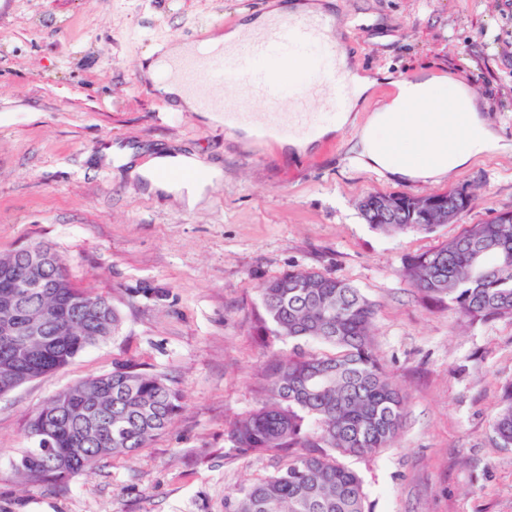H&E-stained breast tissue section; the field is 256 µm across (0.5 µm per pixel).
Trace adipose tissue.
<instances>
[{
  "instance_id": "ef3b65f1",
  "label": "adipose tissue",
  "mask_w": 512,
  "mask_h": 512,
  "mask_svg": "<svg viewBox=\"0 0 512 512\" xmlns=\"http://www.w3.org/2000/svg\"><path fill=\"white\" fill-rule=\"evenodd\" d=\"M331 8L330 0H270L262 15L242 16L235 26L212 36L211 41L232 47L260 32L271 19L326 16ZM195 56L192 46L164 43L147 56L141 74L174 108L201 113L211 124L226 125L230 139L244 147L265 137L261 124L228 125L221 109H201L202 88L187 83L181 75L182 65ZM392 87L386 104L364 123H356L346 111L337 115L335 124L318 127L315 135L295 133L278 139V147L293 155L304 153L315 140L333 136L352 124L356 127L352 150L360 167L394 181L435 183L486 153L512 150V143L482 116L480 104L467 85L422 72L409 79L394 80ZM443 130L452 132L453 148L441 145L438 134ZM187 171L193 172V179H184ZM130 175L146 183L149 191L174 195L192 208L205 200L213 182L223 178L224 170L217 164H204L192 154L162 151L145 163L132 166Z\"/></svg>"
}]
</instances>
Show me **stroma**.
I'll return each mask as SVG.
<instances>
[{
    "instance_id": "1",
    "label": "stroma",
    "mask_w": 512,
    "mask_h": 512,
    "mask_svg": "<svg viewBox=\"0 0 512 512\" xmlns=\"http://www.w3.org/2000/svg\"><path fill=\"white\" fill-rule=\"evenodd\" d=\"M269 2L0 0V254L51 245L121 320L66 368L0 397V512H224L228 492L287 466L283 454H240L229 432L265 402L268 366L293 351L254 331L259 285L293 268L345 280L374 304L375 349L406 396L393 447L346 460L372 512H512V447L492 430L512 383V318L469 322L402 275L408 258L512 210V153L439 183H400L352 162L355 125L298 157L270 138L243 149L142 79L160 43L206 39ZM332 15L353 63L390 76L360 101L358 122L387 102L392 79L432 69L464 80L512 141V0H337ZM222 100L257 119L328 105L317 85L270 104L227 84ZM108 146L137 163L193 153L224 179L191 209L104 163ZM461 188L472 208L430 232H381L357 207L369 193ZM126 365L181 390L171 425L67 485L22 484L11 463L31 445L29 419L59 391Z\"/></svg>"
}]
</instances>
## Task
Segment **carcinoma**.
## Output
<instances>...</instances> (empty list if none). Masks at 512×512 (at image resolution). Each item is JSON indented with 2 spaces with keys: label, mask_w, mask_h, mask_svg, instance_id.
Returning <instances> with one entry per match:
<instances>
[{
  "label": "carcinoma",
  "mask_w": 512,
  "mask_h": 512,
  "mask_svg": "<svg viewBox=\"0 0 512 512\" xmlns=\"http://www.w3.org/2000/svg\"><path fill=\"white\" fill-rule=\"evenodd\" d=\"M467 212L474 195L454 189L441 193ZM374 228L400 232L431 231L404 211L397 221H375ZM43 287L24 300L37 314L57 307L61 320L47 326L49 345L34 365L48 377L68 366L86 349L105 339L108 315L82 304L90 292L72 280L60 281L62 262L50 246L42 250ZM403 275L428 299H448L463 318L487 322L512 318V224L493 217L469 225L437 249L412 257ZM262 313L258 334L313 341L332 348L324 354L300 349L270 365L268 399L239 419L230 433L241 453L287 452L306 448L288 466L224 497L225 512H370L362 478L345 467L342 456H372L397 438L405 416V397L386 373L372 342L375 306L360 289L325 274L288 270L259 288ZM66 403L50 400L28 422L33 447L11 463L28 485L66 484L112 457H131L160 435L181 410L182 396L167 378L134 366L93 376L68 388ZM319 424L316 436L308 421ZM53 447H39L41 432ZM492 429L503 448L512 447V384Z\"/></svg>",
  "instance_id": "cac0c4a2"
}]
</instances>
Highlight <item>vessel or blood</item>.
Returning <instances> with one entry per match:
<instances>
[{
	"mask_svg": "<svg viewBox=\"0 0 512 512\" xmlns=\"http://www.w3.org/2000/svg\"><path fill=\"white\" fill-rule=\"evenodd\" d=\"M331 26L323 16L280 20L261 37L245 39L235 50H204L190 76L204 78L215 86L243 82L254 94L272 103L292 88V59L301 55L307 57L309 71L323 75L332 111L343 112L350 87L334 48L326 40Z\"/></svg>",
	"mask_w": 512,
	"mask_h": 512,
	"instance_id": "vessel-or-blood-1",
	"label": "vessel or blood"
}]
</instances>
